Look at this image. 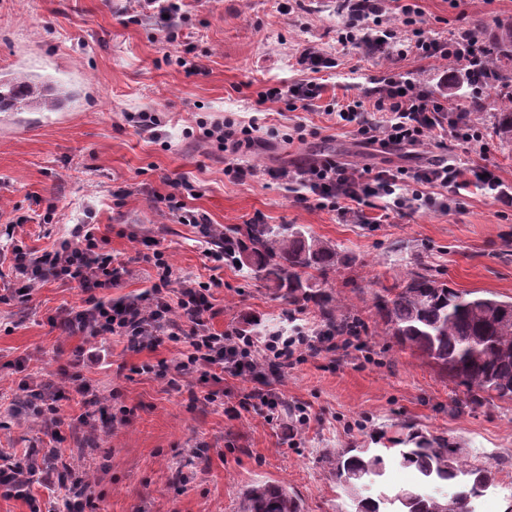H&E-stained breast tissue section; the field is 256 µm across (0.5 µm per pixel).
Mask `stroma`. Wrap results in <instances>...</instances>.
I'll return each mask as SVG.
<instances>
[{
    "label": "stroma",
    "mask_w": 512,
    "mask_h": 512,
    "mask_svg": "<svg viewBox=\"0 0 512 512\" xmlns=\"http://www.w3.org/2000/svg\"><path fill=\"white\" fill-rule=\"evenodd\" d=\"M417 4L422 27L436 37L470 27L487 44L512 24V0ZM343 23L336 0H183L173 23L183 39L171 45L165 36L173 24L144 0H0V75L25 71L73 95L54 112H0V235L15 220V239L39 250L73 225H96L106 250L131 271L112 289L115 299L149 288L145 242L157 240L174 282L220 279L210 323L224 333L250 323L265 334L288 333L296 312L309 336L326 325L313 304L297 309L231 263L214 265L196 229L160 203L170 180L196 183L201 194L191 205L215 227L256 219L294 224L351 258L328 284L359 319L360 348L304 349L282 372L228 373L217 382L192 375L173 388L143 367L176 360L183 344L134 352L115 338L104 343V361L86 376L106 411L123 422L109 433L78 426L63 442L101 512H237L241 492L258 481L287 485L302 512H351L327 457L347 445L384 451L380 489L396 493L413 485L414 475L384 445L406 425L446 438L469 465L491 468L496 486L482 512H512V402H474L465 387L380 335L373 307L376 293L420 264L453 288L512 297V208L475 189L461 210L436 207L383 221L370 208L371 221L362 224L296 205L266 174L324 155L361 167L406 165L401 152L361 145L330 111L372 78L408 73L435 95L468 104L470 86L453 62L363 56L338 43ZM309 51L335 62L318 75L321 99L293 111L283 101L258 104L260 91L309 78ZM181 55L200 73L187 74L176 62ZM483 95L485 107L471 114L482 141L454 146L453 154L467 167L489 161L512 184V147L492 133L497 92L489 87ZM141 111L160 113L159 140L140 136L129 122ZM224 117L258 126V146L240 158L255 174L242 181L225 176L223 154L198 127ZM50 203L52 220L38 222ZM83 299L81 289L49 281L35 286L28 302H0V449L34 456L43 448L42 424L16 401L23 382L62 385L61 367L87 341L60 335L48 319ZM258 389L272 394L274 406L254 398ZM229 407L237 418L226 415Z\"/></svg>",
    "instance_id": "35a3bbf8"
}]
</instances>
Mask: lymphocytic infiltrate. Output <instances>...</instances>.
I'll use <instances>...</instances> for the list:
<instances>
[{"instance_id": "obj_1", "label": "lymphocytic infiltrate", "mask_w": 512, "mask_h": 512, "mask_svg": "<svg viewBox=\"0 0 512 512\" xmlns=\"http://www.w3.org/2000/svg\"><path fill=\"white\" fill-rule=\"evenodd\" d=\"M344 2L346 20L337 36L338 43L353 44L366 55L402 43L423 59L454 60L473 86H482L483 80L475 72L481 68L487 48L472 30L458 29L446 39L428 36L417 25L419 10L413 0L399 4L401 24L397 27L384 19V0ZM372 95L374 100L370 103L358 96L341 104L340 120L356 124V136L364 146L380 152L402 150L407 158L416 160V167L361 168L326 156L307 166L269 170V178L291 193L296 204L345 213L365 205L368 199L378 198L385 202L384 212L401 214L435 206L437 200L431 191L441 188L452 193L454 205L459 208L464 191L476 183L485 194L512 207V187L504 183L495 168L486 164L466 168L447 154L425 162L420 159L419 149L425 138L437 129L447 131L458 143L479 141L480 133L470 110L434 96L420 80L403 73L382 78ZM372 109L384 113V120H369L367 114ZM253 132V126H241L230 120L203 126L204 137L223 153L224 173L232 179L241 180L252 173L237 158L254 146ZM171 187L165 200L178 223L193 225L201 238H210L214 228L208 216L188 205L189 199L198 194L196 185L180 178L173 180ZM0 248L11 254L8 276L15 284L13 297L28 300L34 286L48 281L81 288L85 295L81 306L48 319L50 326L62 333L93 339L115 336L138 351L153 348L164 339L185 344L186 350L179 360L162 366L161 375L169 385H176L192 373L209 380L217 368L240 375L259 367L252 352L251 336L239 333L231 337L210 327V283L185 281L180 288H173V268L162 250L153 252L151 286L134 297L115 300L106 296L105 291L117 286L128 269L104 250L95 225H75L71 238L52 250L24 248L21 241L11 236ZM99 358L98 351L78 350L69 368L62 371L69 390L83 399L84 410L77 417L82 425L91 423L95 417L99 399L92 394L81 369ZM26 407L31 416L41 420L50 438L45 453L48 464L37 470L17 457L0 456V497L30 500V487L38 483L58 494L61 512H97V503L84 492V474L71 466H57L64 458L59 444L65 420L48 401H30Z\"/></svg>"}]
</instances>
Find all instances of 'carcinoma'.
<instances>
[{
  "label": "carcinoma",
  "instance_id": "cac0c4a2",
  "mask_svg": "<svg viewBox=\"0 0 512 512\" xmlns=\"http://www.w3.org/2000/svg\"><path fill=\"white\" fill-rule=\"evenodd\" d=\"M488 68L494 87L504 101L493 127L502 144L512 145V26L492 40ZM56 84L28 75L14 74L0 81V112H24L39 103L52 110L59 101L49 97ZM224 259L247 270L283 292L288 300L301 296L314 303L320 318L339 335L351 330L347 306L332 290L317 287L313 272L321 275L351 262L348 254L292 226L236 224L224 227ZM375 308L384 334L416 357L435 366L474 397L512 400V300L459 292L435 275L412 270L402 286L385 289ZM396 445L399 463L411 469L415 498L400 494L354 502V512H448V498L433 488L450 486L465 494L460 512H476L475 504L495 481L489 468L473 467L460 460L457 448L444 438L408 430L389 439ZM337 479L354 491L358 483L375 484L385 473L384 455L367 448H345L327 458ZM237 512H301L288 488L258 482L238 500Z\"/></svg>",
  "mask_w": 512,
  "mask_h": 512
}]
</instances>
